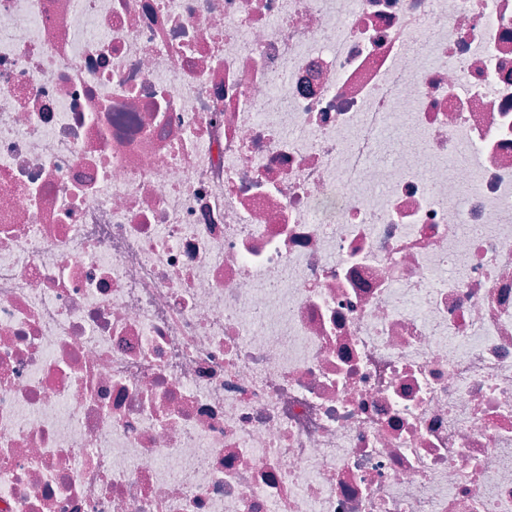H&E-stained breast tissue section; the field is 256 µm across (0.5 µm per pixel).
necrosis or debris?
Masks as SVG:
<instances>
[{
    "label": "necrosis or debris",
    "mask_w": 512,
    "mask_h": 512,
    "mask_svg": "<svg viewBox=\"0 0 512 512\" xmlns=\"http://www.w3.org/2000/svg\"><path fill=\"white\" fill-rule=\"evenodd\" d=\"M0 512H512V0H0Z\"/></svg>",
    "instance_id": "4bbe7bcc"
}]
</instances>
